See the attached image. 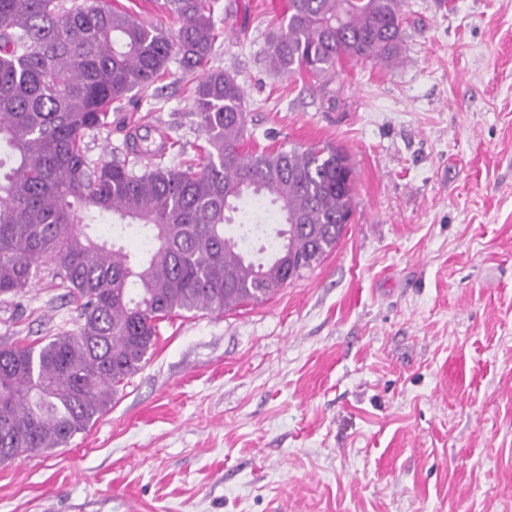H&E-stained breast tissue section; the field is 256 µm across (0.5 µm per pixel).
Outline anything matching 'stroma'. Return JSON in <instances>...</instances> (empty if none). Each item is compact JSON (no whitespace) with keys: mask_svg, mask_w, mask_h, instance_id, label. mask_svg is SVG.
Wrapping results in <instances>:
<instances>
[{"mask_svg":"<svg viewBox=\"0 0 512 512\" xmlns=\"http://www.w3.org/2000/svg\"><path fill=\"white\" fill-rule=\"evenodd\" d=\"M287 0H215L211 67L245 90L254 148H342L338 247L264 303L161 323L88 431L0 463V512H512V0H404L395 61L273 74ZM195 74L133 91L130 130L197 159ZM44 273L0 297V344L76 328Z\"/></svg>","mask_w":512,"mask_h":512,"instance_id":"35a3bbf8","label":"stroma"}]
</instances>
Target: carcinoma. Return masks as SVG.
<instances>
[{
	"mask_svg": "<svg viewBox=\"0 0 512 512\" xmlns=\"http://www.w3.org/2000/svg\"><path fill=\"white\" fill-rule=\"evenodd\" d=\"M176 34L90 0H0V297L20 295L51 264L77 303L78 327L0 345V455L68 444L148 362L159 325L200 311L261 304L336 249L353 217L354 168L331 146L251 150L245 94L209 67L218 34L209 0H166ZM403 0H288L268 38L272 71L333 76L345 59H395ZM199 71L192 99L205 135L198 162L138 173L95 161L87 132L171 60ZM117 217L107 238L86 228ZM276 224L251 251L226 226ZM144 240L137 253L120 241Z\"/></svg>",
	"mask_w": 512,
	"mask_h": 512,
	"instance_id": "1",
	"label": "carcinoma"
}]
</instances>
